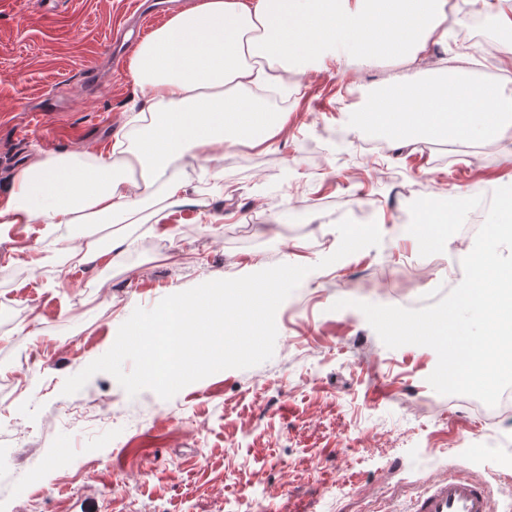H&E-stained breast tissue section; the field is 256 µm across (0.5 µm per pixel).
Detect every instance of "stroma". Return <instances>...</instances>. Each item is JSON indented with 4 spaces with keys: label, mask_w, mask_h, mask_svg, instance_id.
I'll return each instance as SVG.
<instances>
[{
    "label": "stroma",
    "mask_w": 512,
    "mask_h": 512,
    "mask_svg": "<svg viewBox=\"0 0 512 512\" xmlns=\"http://www.w3.org/2000/svg\"><path fill=\"white\" fill-rule=\"evenodd\" d=\"M150 2L0 0V192L33 154L110 146L141 108L129 58L113 62L105 47L114 25ZM463 23L449 17L426 79L462 55L474 63L470 82L512 96V70L477 37L458 39ZM102 63V90L86 93L83 73ZM404 72L395 60L345 73L325 61L286 97V137L227 151L211 172L186 158L188 195L213 221L186 207L155 224L76 226L82 247L92 235L128 238L114 265L62 269L40 226L0 229V252L15 257L0 263V512H399L451 474L485 482L493 512H512V414L492 421L473 397L435 392V351L387 348L356 307H419L423 278L460 270L466 245L429 250L410 237L422 197L444 198L465 221L474 176L512 178L506 141H481L473 160L449 166L435 140L400 147L383 130L348 126L338 98L363 105ZM368 139L385 141L384 153L367 154ZM362 215L381 243L319 268L339 245L336 223ZM33 255L43 264L30 266ZM282 263L311 273L277 311L270 360L169 400L129 397L106 373L63 395L135 308ZM340 299L349 307L333 310ZM31 471L39 484H27Z\"/></svg>",
    "instance_id": "1"
}]
</instances>
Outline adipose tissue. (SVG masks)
<instances>
[{
    "label": "adipose tissue",
    "instance_id": "1",
    "mask_svg": "<svg viewBox=\"0 0 512 512\" xmlns=\"http://www.w3.org/2000/svg\"><path fill=\"white\" fill-rule=\"evenodd\" d=\"M448 40V0H200L174 13L141 43L129 67L145 105L132 116L135 144L34 157L0 196V228L41 225L63 261L120 258L125 238L74 245L79 224H135L148 203L189 204L176 164L187 152L205 163L227 148L260 146L288 127L266 107L263 90L295 88L309 66L350 47L370 63L397 58L416 67ZM445 83L402 77L352 113L359 128L380 127L396 141L415 138L512 140V98L473 88L458 69Z\"/></svg>",
    "mask_w": 512,
    "mask_h": 512
}]
</instances>
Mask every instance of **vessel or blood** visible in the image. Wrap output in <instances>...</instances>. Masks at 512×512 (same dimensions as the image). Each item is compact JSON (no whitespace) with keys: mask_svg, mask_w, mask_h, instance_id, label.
I'll list each match as a JSON object with an SVG mask.
<instances>
[{"mask_svg":"<svg viewBox=\"0 0 512 512\" xmlns=\"http://www.w3.org/2000/svg\"><path fill=\"white\" fill-rule=\"evenodd\" d=\"M491 503L486 484L451 475L425 488L409 512H491Z\"/></svg>","mask_w":512,"mask_h":512,"instance_id":"b4317fda","label":"vessel or blood"}]
</instances>
